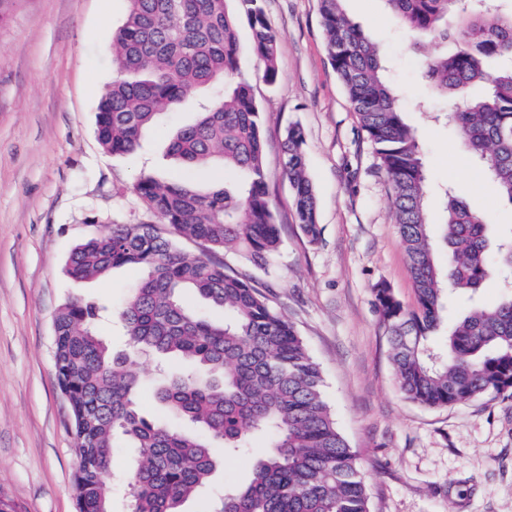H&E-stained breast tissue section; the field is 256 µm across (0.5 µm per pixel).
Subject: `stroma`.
I'll return each instance as SVG.
<instances>
[{"label": "stroma", "instance_id": "1", "mask_svg": "<svg viewBox=\"0 0 512 512\" xmlns=\"http://www.w3.org/2000/svg\"><path fill=\"white\" fill-rule=\"evenodd\" d=\"M375 40L387 75L419 134L433 187L453 184L496 231L512 229V205L462 153L456 132L431 121L445 98L424 77L427 57L454 42L415 44L384 0H345ZM276 36L278 77L264 78L252 30L237 15L240 70L262 110L264 166L282 244L277 270L254 277L271 288L319 364L336 426L356 455L372 512H512V399L484 395L441 408L398 389L373 289L382 283L405 308L416 296L392 190L331 67L319 0H264ZM128 0H9L0 21V497L16 512H77L71 407L56 379L53 323L59 306L96 297L119 307L143 272L119 267L103 279L70 277L73 247L115 224L153 222L133 190L141 177L234 184L221 165L190 172L166 155V128L191 123L218 88L191 91L183 107L147 133L136 151L112 154L95 127L115 75L112 40ZM303 127L322 234L295 222L281 169L289 124ZM252 456L228 455L183 512H211L216 490L239 487Z\"/></svg>", "mask_w": 512, "mask_h": 512}]
</instances>
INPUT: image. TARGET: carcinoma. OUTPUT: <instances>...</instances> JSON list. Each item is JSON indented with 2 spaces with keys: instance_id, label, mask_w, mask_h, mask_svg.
I'll list each match as a JSON object with an SVG mask.
<instances>
[{
  "instance_id": "obj_1",
  "label": "carcinoma",
  "mask_w": 512,
  "mask_h": 512,
  "mask_svg": "<svg viewBox=\"0 0 512 512\" xmlns=\"http://www.w3.org/2000/svg\"><path fill=\"white\" fill-rule=\"evenodd\" d=\"M232 0H128L112 41L117 76L101 97L97 137L112 154L134 151L162 116L189 91L222 85L224 93L197 120L169 139L168 154L190 168L219 162L242 180L206 191L153 178L134 191L155 224H114L77 244L67 261L76 279L99 278L122 266L143 278L118 310L129 353L116 355L97 334L102 303L67 301L55 316L56 376L70 404L77 463L94 478L76 477L79 512H111V453L117 438L134 449L128 471L131 512H182L212 476L215 449H251L267 439L249 479L219 500L213 512H371L356 456L336 427L323 395L324 379L293 322L276 310L255 278L229 269L233 251L271 273L281 248L264 169V139L251 85L240 73ZM248 17L253 53L264 77L278 76L276 37L263 0H238ZM418 38L457 44L452 55L425 62V76L446 97V112L464 153L480 163L499 197L512 204V0H385ZM326 50L361 129L374 146L379 170L393 189L392 207L413 279L417 307L405 308L380 284L376 305L387 330L400 391L430 408L486 394L512 398V230L495 234L484 216L448 188L435 258L430 192L418 137L405 122L397 89L379 48L343 9L320 0ZM484 85L478 98L469 93ZM305 132L292 123L281 145L295 221L309 241L321 237L315 190L306 172ZM203 254L183 253L176 240ZM495 243L496 265L488 262ZM500 277L503 296L485 306L481 290ZM191 291L224 321L187 308ZM467 309L447 331V348L433 339L448 302ZM142 355L179 358L191 370L156 382L157 402L195 424L187 435L142 412Z\"/></svg>"
}]
</instances>
